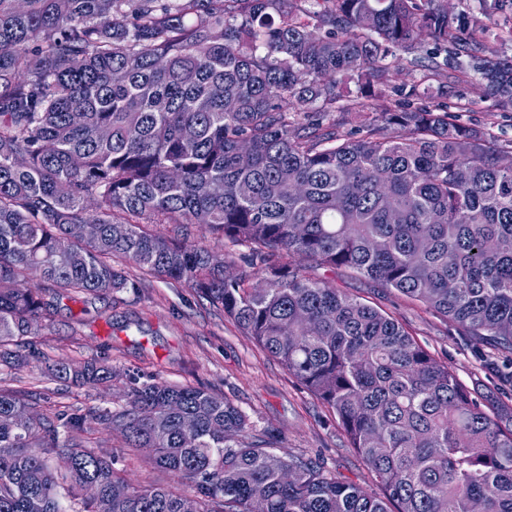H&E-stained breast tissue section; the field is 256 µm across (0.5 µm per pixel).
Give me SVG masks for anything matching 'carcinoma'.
<instances>
[{"instance_id": "obj_1", "label": "carcinoma", "mask_w": 512, "mask_h": 512, "mask_svg": "<svg viewBox=\"0 0 512 512\" xmlns=\"http://www.w3.org/2000/svg\"><path fill=\"white\" fill-rule=\"evenodd\" d=\"M314 2L0 0V366L36 358L42 292L132 288L112 261L132 262L194 289L311 391L384 496L273 453L222 394L128 374L123 404L51 416L0 387V512H512V408L312 275L345 268L512 350V148L381 88L388 57L424 59L427 78L469 67L512 107V63L486 42L512 0L453 15L445 0ZM345 77L360 138L330 118ZM196 224L248 247L263 285L225 278ZM46 369L114 377L92 360ZM100 427L194 495L131 486L75 436Z\"/></svg>"}]
</instances>
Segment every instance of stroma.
<instances>
[{"instance_id":"35a3bbf8","label":"stroma","mask_w":512,"mask_h":512,"mask_svg":"<svg viewBox=\"0 0 512 512\" xmlns=\"http://www.w3.org/2000/svg\"><path fill=\"white\" fill-rule=\"evenodd\" d=\"M383 82L393 102L448 112L461 126L481 129L501 144L512 142V108L485 99L474 71L441 85L426 78L424 68L392 64ZM411 86L416 87V96L404 98L403 89ZM121 268L133 280V288L97 297L75 293L51 302L35 338L46 357L76 364L98 360L143 380L206 385L242 411L253 434H274L278 455L312 459L328 476L382 496L374 473L350 448L333 414L232 319L184 284L163 280L129 262ZM324 277L334 288L397 319L465 386L512 406V385L501 379L512 371V353L457 335L451 324L423 304L368 278L342 268L325 272ZM0 385L21 391L47 414L90 404L114 406L122 394L120 382L109 387L63 383L42 374L35 363L0 372ZM89 442L97 453L114 460L130 484L189 494V487L173 474L153 468L144 455L124 448L119 435L99 429Z\"/></svg>"}]
</instances>
